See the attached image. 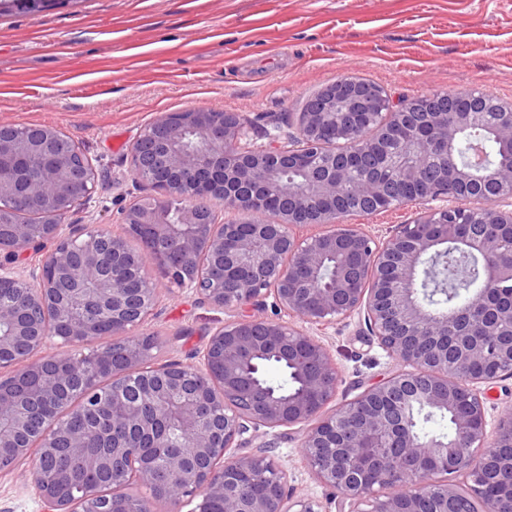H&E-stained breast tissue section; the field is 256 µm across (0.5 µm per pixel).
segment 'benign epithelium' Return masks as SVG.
<instances>
[{
    "instance_id": "1",
    "label": "benign epithelium",
    "mask_w": 512,
    "mask_h": 512,
    "mask_svg": "<svg viewBox=\"0 0 512 512\" xmlns=\"http://www.w3.org/2000/svg\"><path fill=\"white\" fill-rule=\"evenodd\" d=\"M382 87L344 76L326 85L295 131L250 135L251 121L223 111L165 112L140 133L131 151L136 183L153 193L124 210L125 235L108 245L100 230L64 219L91 199L95 182L69 190V167L49 157L40 177L27 179L31 148L0 155V209L19 194L41 200L49 224H8L0 234V478L31 465L44 512H112L91 484L60 485L50 462L65 441L75 459L112 468L119 487L146 489L147 502L163 470L171 483L163 502L188 512H436L435 476L469 462L468 493L442 483L457 508L484 484L512 491V460L490 465L487 394L482 386L512 377V102L468 92L452 112L428 111L432 92L389 100L372 115L361 106ZM483 125L509 156L492 162L474 151L464 158L462 134ZM166 132L164 153L156 131ZM296 170L302 185L284 196L277 174ZM200 174L224 191L206 210L186 179ZM188 200L181 223L165 206ZM407 204L418 217L379 239L354 214ZM248 220H218L216 208ZM134 239L140 249L131 250ZM480 257L482 311L467 302L438 309L430 287L433 263L448 246ZM45 252L40 266L17 268L20 256ZM157 266L170 282L210 307L234 312L215 327L187 362L153 363V342L134 334L153 314L151 281L128 294L120 282L123 257ZM336 261L326 282L320 274ZM355 315L401 365L356 398L330 408L340 386L329 349L310 333ZM114 340L107 341V338ZM51 343H97L88 358L45 352ZM274 359L300 372V388L280 395L258 374ZM484 367L476 374L473 368ZM72 399L94 416L71 431L58 415L37 438L27 435L35 412ZM450 412L455 438L420 435L413 408ZM297 429L299 455L329 491L326 504L294 501L277 457L261 444L240 453L249 430ZM391 489L384 497L379 490Z\"/></svg>"
}]
</instances>
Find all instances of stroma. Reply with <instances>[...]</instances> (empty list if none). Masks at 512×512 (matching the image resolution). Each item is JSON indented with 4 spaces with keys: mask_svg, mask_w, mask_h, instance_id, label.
I'll return each instance as SVG.
<instances>
[{
    "mask_svg": "<svg viewBox=\"0 0 512 512\" xmlns=\"http://www.w3.org/2000/svg\"><path fill=\"white\" fill-rule=\"evenodd\" d=\"M343 76L391 96L478 90L512 101V0H67L0 16V125L69 136L95 172V193L70 224L118 234L137 195L131 148L163 112L244 113L262 136L295 122L307 98ZM158 306L143 326L156 363L188 360L227 313L171 287L146 264ZM353 398L399 370L359 317L319 331ZM298 431L277 441L287 489L325 490L298 456ZM31 480H0V512H42Z\"/></svg>",
    "mask_w": 512,
    "mask_h": 512,
    "instance_id": "stroma-1",
    "label": "stroma"
}]
</instances>
